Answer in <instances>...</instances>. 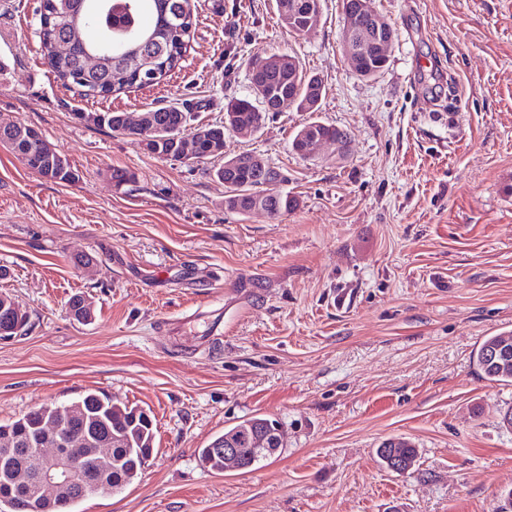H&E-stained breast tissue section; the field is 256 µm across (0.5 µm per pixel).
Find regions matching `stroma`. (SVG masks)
Returning <instances> with one entry per match:
<instances>
[{"label": "stroma", "mask_w": 512, "mask_h": 512, "mask_svg": "<svg viewBox=\"0 0 512 512\" xmlns=\"http://www.w3.org/2000/svg\"><path fill=\"white\" fill-rule=\"evenodd\" d=\"M194 4L179 69L86 100L45 62L35 0H0V121L41 131L79 175L52 182L0 145V294L29 315L0 339V424L88 392L150 415L141 479L73 512H499L512 385L473 354L512 331V0H375L395 37L369 80L342 51V0L302 35L275 0ZM272 53L320 77V108L225 133L224 153L286 175L299 204L276 219L226 211L217 161L165 160L75 118L179 100L220 123ZM312 120L345 130L346 153L292 151ZM116 168L134 181L115 185ZM76 294L91 323L71 315ZM255 414L283 423L281 453L203 468L198 449ZM395 436L418 451L401 475L376 456Z\"/></svg>", "instance_id": "35a3bbf8"}]
</instances>
